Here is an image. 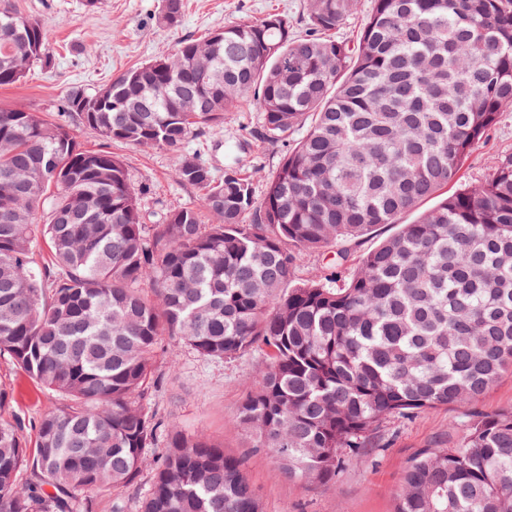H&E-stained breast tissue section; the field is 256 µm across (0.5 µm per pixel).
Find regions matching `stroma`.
<instances>
[{"instance_id":"obj_1","label":"stroma","mask_w":512,"mask_h":512,"mask_svg":"<svg viewBox=\"0 0 512 512\" xmlns=\"http://www.w3.org/2000/svg\"><path fill=\"white\" fill-rule=\"evenodd\" d=\"M84 0H0L19 13L38 18L50 29V66L33 65L18 83L0 86V108L25 109L53 121L70 91L92 93L128 69L168 55L184 38H200L226 25L278 13L287 17L295 34H308L306 0H185L176 27L161 19L162 0H100L89 11ZM262 114L256 107L226 113L223 125L205 137L190 139L183 151L107 143L79 123L71 128L89 150L108 148L120 157L135 185L146 187V221L160 223L168 210L196 205V189L180 184L174 171L183 152L204 148L216 172L234 163L251 175L256 190L287 152L257 138ZM512 153V112L478 143L459 172L458 187L474 186L488 178L496 158ZM337 249L307 253L297 264L296 280H319L337 274L345 278ZM158 384L149 405L164 429L204 435L223 446L225 453L245 459V474L259 495L264 512H394L403 473L409 462L427 448H455L465 437L463 407L441 405L410 418L393 417L381 429L376 445L349 457L335 485L296 482L281 474L276 462L255 447L250 431L235 420L240 404L261 371L265 356L253 351L239 358L211 361L166 336L157 358ZM0 385L13 389L1 417L24 424L27 442L36 440V424L47 410L60 407L57 395L33 382L4 357L0 358ZM158 449L151 448L134 484L118 495L96 497V512H112L121 498L127 512H140L152 483V465Z\"/></svg>"}]
</instances>
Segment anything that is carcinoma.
Segmentation results:
<instances>
[{"label": "carcinoma", "instance_id": "1", "mask_svg": "<svg viewBox=\"0 0 512 512\" xmlns=\"http://www.w3.org/2000/svg\"><path fill=\"white\" fill-rule=\"evenodd\" d=\"M357 7L307 0L305 36L275 13L183 39L62 100L106 141L169 149L255 103L267 143L303 130L260 197L190 153L175 178L198 206L147 224L119 157L66 121L0 110V357L65 400L33 449L0 419V512H95L94 495L136 481L162 427L148 399L163 336L207 359L263 351L237 421L282 473L324 485L389 418L469 406L512 371V155L400 222L512 110V0H373L356 41L337 39ZM183 10L164 0L165 23ZM49 38L3 8L0 86L51 65ZM382 224L397 231L341 284L292 280L306 253ZM464 424L461 445L411 461L395 512H512V409ZM141 512L264 510L239 458L171 430Z\"/></svg>", "mask_w": 512, "mask_h": 512}]
</instances>
